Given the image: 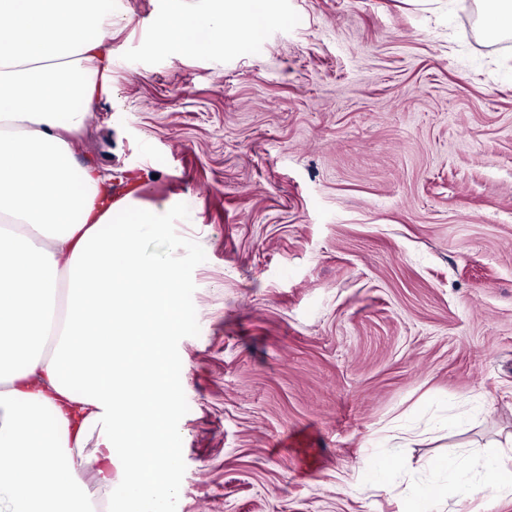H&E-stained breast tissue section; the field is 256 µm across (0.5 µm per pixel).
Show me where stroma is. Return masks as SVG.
I'll return each instance as SVG.
<instances>
[{
	"instance_id": "1",
	"label": "stroma",
	"mask_w": 512,
	"mask_h": 512,
	"mask_svg": "<svg viewBox=\"0 0 512 512\" xmlns=\"http://www.w3.org/2000/svg\"><path fill=\"white\" fill-rule=\"evenodd\" d=\"M224 2L120 0L73 140L171 207L140 239L195 312L166 512H401L452 446L481 490L441 512H512L486 467L512 460V38L474 0H270L251 41L158 49L172 9Z\"/></svg>"
}]
</instances>
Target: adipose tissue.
I'll return each instance as SVG.
<instances>
[{
	"mask_svg": "<svg viewBox=\"0 0 512 512\" xmlns=\"http://www.w3.org/2000/svg\"><path fill=\"white\" fill-rule=\"evenodd\" d=\"M111 23L105 0H0V512H94L78 477L111 486L118 458L110 512H165L156 488L179 463L166 423L176 271L140 249L141 176L116 197L72 149L86 109L112 92ZM225 40L223 10H175L158 46L189 56ZM119 208L129 218L116 225ZM434 468L448 480L416 487L404 512L471 493L460 464Z\"/></svg>",
	"mask_w": 512,
	"mask_h": 512,
	"instance_id": "1",
	"label": "adipose tissue"
}]
</instances>
